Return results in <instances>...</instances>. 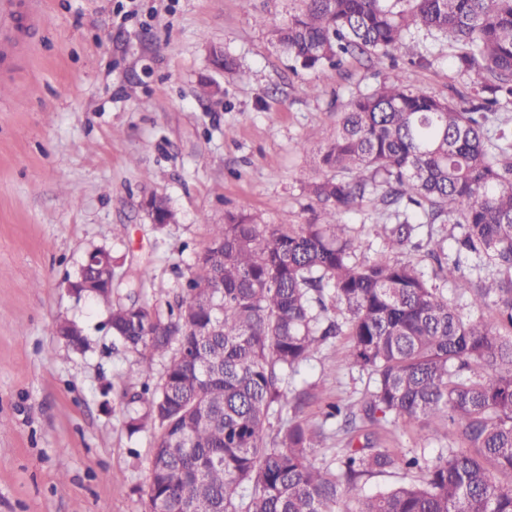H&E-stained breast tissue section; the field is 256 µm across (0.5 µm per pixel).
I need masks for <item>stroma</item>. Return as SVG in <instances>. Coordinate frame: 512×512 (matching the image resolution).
Returning a JSON list of instances; mask_svg holds the SVG:
<instances>
[{
  "instance_id": "obj_1",
  "label": "stroma",
  "mask_w": 512,
  "mask_h": 512,
  "mask_svg": "<svg viewBox=\"0 0 512 512\" xmlns=\"http://www.w3.org/2000/svg\"><path fill=\"white\" fill-rule=\"evenodd\" d=\"M297 0H44L35 51H18L15 91L0 104V512H144L155 432L129 434L128 395L157 383L112 337L107 310L70 284L87 253L112 255V296L167 312L197 269L212 225L228 214L262 224L311 222L312 182L352 95L386 69L346 62L292 69L274 32ZM428 65L396 56L406 84L438 97L468 91L458 46L419 32ZM239 67L215 68L212 48ZM165 196L176 215L151 224L139 203ZM379 197L344 218L363 263L386 250ZM77 323L85 350L50 325ZM338 337L288 379L353 402L368 377ZM384 445L436 456L393 421Z\"/></svg>"
}]
</instances>
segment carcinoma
<instances>
[{"mask_svg": "<svg viewBox=\"0 0 512 512\" xmlns=\"http://www.w3.org/2000/svg\"><path fill=\"white\" fill-rule=\"evenodd\" d=\"M277 31L305 70L365 56L382 65L399 51L428 62L414 40L426 30L463 45L457 68L477 75L467 107L406 85L391 73L341 113L311 185L320 218L259 224L230 214L166 317L143 305L138 319L101 284L89 294L109 312L112 337L150 362L160 380L130 396L145 413L134 434L157 429L145 512H341L360 484L408 479L358 501L356 512H512V0H300ZM376 195L389 210L388 252L352 262L362 241L343 217ZM425 224H452L457 252L496 270L471 292L466 315L396 255L426 247L434 276L466 278L442 260ZM495 308L496 320L482 310ZM344 315L339 320L338 315ZM49 331L82 347L75 324ZM339 336L350 364L373 387L352 403L326 401L322 422L303 412L313 387L288 374ZM291 413L275 433L273 416ZM461 441L428 459L379 444L391 420ZM336 424L338 465L312 462Z\"/></svg>", "mask_w": 512, "mask_h": 512, "instance_id": "obj_1", "label": "carcinoma"}]
</instances>
